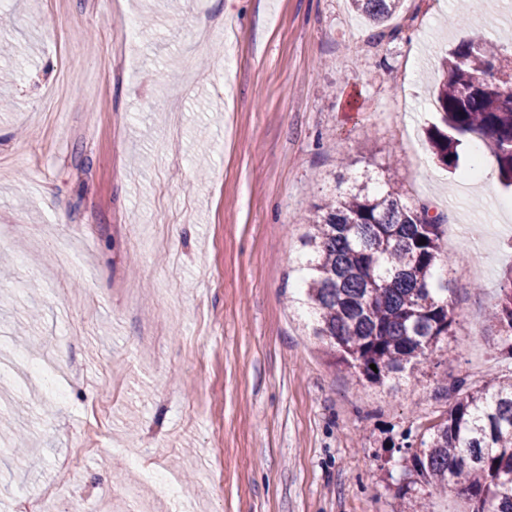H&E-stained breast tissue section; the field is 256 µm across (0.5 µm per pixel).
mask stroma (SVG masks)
<instances>
[{"label":"stroma","mask_w":512,"mask_h":512,"mask_svg":"<svg viewBox=\"0 0 512 512\" xmlns=\"http://www.w3.org/2000/svg\"><path fill=\"white\" fill-rule=\"evenodd\" d=\"M459 11L404 0L377 28L349 0H0V512H397L407 433L457 381L512 374L487 319L512 221L449 199L424 136L450 44L512 53V0ZM203 15L230 31L197 38ZM395 158L409 201L459 227L458 325L370 387L305 330L288 273L299 216Z\"/></svg>","instance_id":"obj_1"}]
</instances>
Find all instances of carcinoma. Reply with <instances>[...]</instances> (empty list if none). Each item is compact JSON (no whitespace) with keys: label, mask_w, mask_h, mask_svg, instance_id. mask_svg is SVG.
<instances>
[{"label":"carcinoma","mask_w":512,"mask_h":512,"mask_svg":"<svg viewBox=\"0 0 512 512\" xmlns=\"http://www.w3.org/2000/svg\"><path fill=\"white\" fill-rule=\"evenodd\" d=\"M401 2L351 0V7L380 26ZM443 70L434 100L439 121L428 131L434 155L455 170L459 149L480 140L499 182L512 187V94L500 92L512 57L485 40L464 39L448 49ZM400 188L388 168L381 179L365 176L326 196L299 219L306 232L296 302L307 327L334 351L337 365L375 386L414 370L456 335L450 280L438 274L442 221L408 203ZM491 321L499 354L512 360V271L499 284ZM456 391L445 415L417 445H406L408 470L434 490L464 497L466 512H512V377L478 388L461 382Z\"/></svg>","instance_id":"cac0c4a2"}]
</instances>
